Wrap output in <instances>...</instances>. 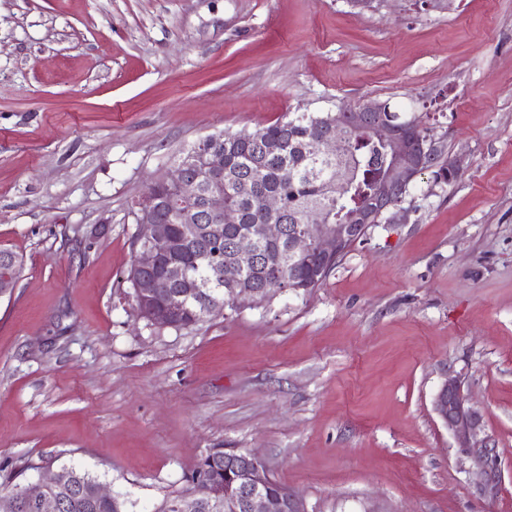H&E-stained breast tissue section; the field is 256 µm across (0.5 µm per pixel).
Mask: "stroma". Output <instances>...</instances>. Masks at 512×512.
Instances as JSON below:
<instances>
[{"mask_svg":"<svg viewBox=\"0 0 512 512\" xmlns=\"http://www.w3.org/2000/svg\"><path fill=\"white\" fill-rule=\"evenodd\" d=\"M371 101L458 179L419 176L321 287L138 315L132 204L180 150ZM1 246L0 489L76 465L152 512L243 448L308 512H512V0H0ZM448 377L497 495L433 411Z\"/></svg>","mask_w":512,"mask_h":512,"instance_id":"1","label":"stroma"}]
</instances>
